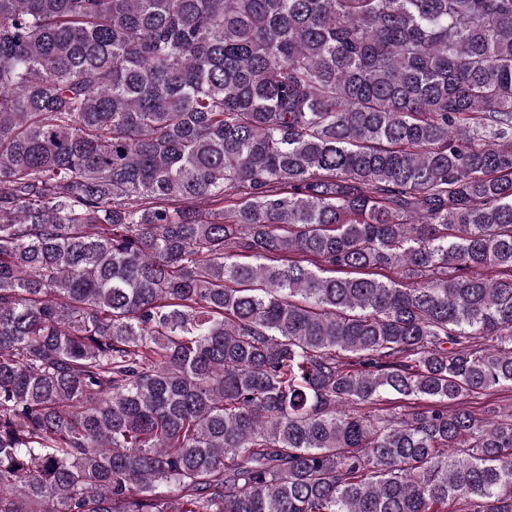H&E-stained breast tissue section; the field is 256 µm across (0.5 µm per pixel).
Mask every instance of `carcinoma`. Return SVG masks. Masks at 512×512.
Segmentation results:
<instances>
[{"label": "carcinoma", "mask_w": 512, "mask_h": 512, "mask_svg": "<svg viewBox=\"0 0 512 512\" xmlns=\"http://www.w3.org/2000/svg\"><path fill=\"white\" fill-rule=\"evenodd\" d=\"M512 0H0V512H512ZM468 406L476 407L472 409H476L479 413L487 409H496L499 411L512 409V393L499 392L489 396H481L469 400Z\"/></svg>", "instance_id": "carcinoma-1"}]
</instances>
